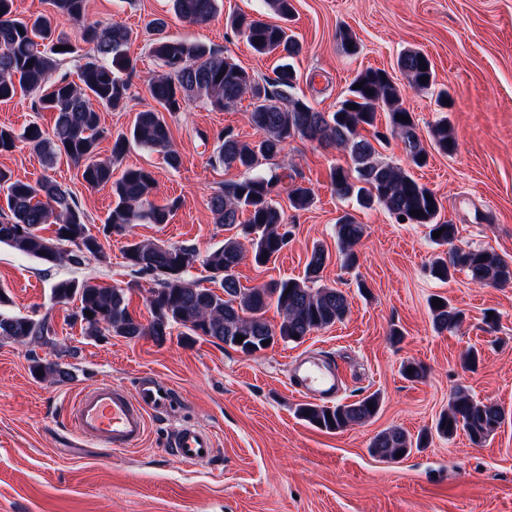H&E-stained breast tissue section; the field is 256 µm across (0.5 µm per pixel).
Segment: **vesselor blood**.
<instances>
[{
  "instance_id": "1",
  "label": "vessel or blood",
  "mask_w": 512,
  "mask_h": 512,
  "mask_svg": "<svg viewBox=\"0 0 512 512\" xmlns=\"http://www.w3.org/2000/svg\"><path fill=\"white\" fill-rule=\"evenodd\" d=\"M340 383L336 368L316 358L293 364L292 387L308 397L335 395ZM172 408L171 390L167 386L140 378L134 391L102 382L80 390L68 410V425L77 435L97 441L102 446L126 450L141 441L150 416L168 415ZM181 458L200 461L214 454L212 435L195 427L178 429L169 443Z\"/></svg>"
}]
</instances>
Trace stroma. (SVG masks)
<instances>
[{
    "label": "stroma",
    "instance_id": "35a3bbf8",
    "mask_svg": "<svg viewBox=\"0 0 512 512\" xmlns=\"http://www.w3.org/2000/svg\"><path fill=\"white\" fill-rule=\"evenodd\" d=\"M88 13L102 25L131 29L128 54L135 63L126 108L101 112V157L110 156L117 133L150 105L147 82L163 72L150 53L151 21L164 20L166 35L219 50L269 82L280 57L256 54L230 21L243 15L282 22L301 45L293 60V94L315 110L335 111L359 72L379 68L401 88L421 133L448 120L455 151L432 154L411 174L437 195L442 220L457 227L458 246L512 256V0H293L285 21L265 0H218L216 16L200 25L178 19L172 0H88ZM342 30L352 33L356 50L342 45ZM409 49L430 60L435 89L414 90L399 71L397 59ZM440 89L451 100L445 111L436 104ZM250 109L247 96L221 111L196 99L167 116L181 158L175 168L158 153L130 146L114 172L150 170L156 179L152 201H181L169 223L135 225V239L192 245L202 254L222 245L225 231L214 223L208 201L242 172L211 158L221 131L256 139L246 119ZM54 119L35 111L29 96L0 102V126L20 131L35 123L48 131ZM345 162L339 150L298 140L264 165L268 172H292L312 188L314 200L296 211L280 197L291 240L265 266L244 260L237 269L241 285L302 277L319 243L330 253L322 282L346 293L350 310L342 322L300 342L251 356L203 336L188 343L174 333L161 344L148 337L86 336L69 318L71 305L52 300L55 281L91 278L130 288L131 309L140 320L150 318L154 282L125 266L123 238L105 240V259L82 266L44 265L0 245V288L14 311L49 316L57 345L73 350L60 358L54 348L0 343V512H512V284L482 286L464 271L446 283L433 278L429 266L440 248L426 226L398 223L382 207L362 208L334 194L330 170ZM1 167L24 181L47 177L75 195L91 232L112 207L109 188H88L68 158L46 163L28 143L0 155ZM346 213L365 229L352 269L342 265L336 246V220ZM435 295L463 312L457 330L434 329L428 301ZM490 314L496 319L491 327L485 322ZM393 328L403 332L402 342H390ZM472 348L481 354L473 371L465 363ZM303 354L339 368L344 384L337 402L379 393L378 415L335 433L297 417L304 398L289 390L290 362ZM36 358L62 360L70 380L34 377ZM407 361L425 367L422 379L402 375ZM145 374L172 387L175 406L169 418L150 419L137 446L113 451L77 438L64 424L79 388L109 381L130 391ZM459 387L505 412L484 444H472L460 431L449 439L433 435L426 448L398 461L370 455L372 438L386 428L399 426L413 436L432 432ZM184 425L212 434L209 461L191 464L169 450L172 432Z\"/></svg>",
    "mask_w": 512,
    "mask_h": 512
}]
</instances>
